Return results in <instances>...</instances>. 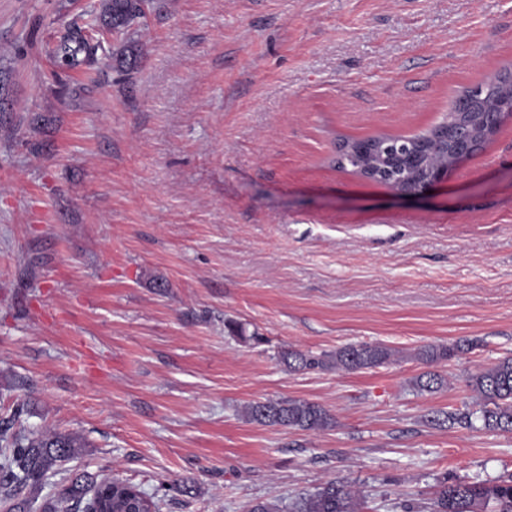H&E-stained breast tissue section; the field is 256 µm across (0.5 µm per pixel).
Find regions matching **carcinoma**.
Masks as SVG:
<instances>
[{"mask_svg": "<svg viewBox=\"0 0 512 512\" xmlns=\"http://www.w3.org/2000/svg\"><path fill=\"white\" fill-rule=\"evenodd\" d=\"M144 16V0H106L102 20L114 32H121ZM101 43L87 41L82 34H72L55 54V64L71 69L79 65V56L95 63ZM489 94L473 98L466 90L458 98L448 115L412 136L376 135L351 139L341 145L332 160L333 165L351 168L359 173L378 154L385 167L386 185L396 190L410 183L417 184L439 165L451 163L448 150L434 138L435 131L444 125L453 126L458 114L474 115L476 138L485 140L484 113L498 110L504 100L512 99V71L497 75L485 83ZM473 348L469 341L427 344L421 346L414 358L433 365L447 361ZM394 353L380 343H361L342 346L318 356L301 351H288L284 359L288 369L336 368L357 372L391 362ZM419 392H437L445 386V379L435 372H424L411 381ZM466 387L475 393L474 407L437 410L425 419L432 426L461 427L486 432H512V356H504L496 363L469 376ZM244 417L253 423L280 426L303 431H320L332 425L329 412L315 402L295 399L256 401L244 408ZM84 447L82 438L75 434L18 432L8 433L0 428V503L7 512H29L30 504L42 492L46 479L58 472L59 463L78 454ZM112 489V512H127L128 504L142 498L158 505L154 497L135 488L137 498L125 496L126 485L111 484L101 476H83L72 479L56 495L46 496L40 512H99L103 492ZM363 500L359 494L340 481L327 482L314 492L299 496L287 503L259 500L251 512H361ZM430 512H512V474L498 480L454 481L443 479L430 507Z\"/></svg>", "mask_w": 512, "mask_h": 512, "instance_id": "1", "label": "carcinoma"}]
</instances>
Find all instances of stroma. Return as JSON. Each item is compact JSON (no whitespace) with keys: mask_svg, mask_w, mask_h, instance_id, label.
<instances>
[{"mask_svg":"<svg viewBox=\"0 0 512 512\" xmlns=\"http://www.w3.org/2000/svg\"><path fill=\"white\" fill-rule=\"evenodd\" d=\"M104 3L0 0V422L81 436L61 477L178 482L159 512H248L333 479L363 512H402L440 479L512 474V433L425 422L512 355V123L422 201L331 163L512 70V0H154L126 33ZM75 28L138 66L56 69ZM461 339L447 387L415 391L414 351ZM361 342L399 356L279 358ZM280 398L333 426L245 419ZM394 353L380 343L350 344L318 356L289 350L284 354L290 371L331 369L357 372L391 362Z\"/></svg>","mask_w":512,"mask_h":512,"instance_id":"obj_1","label":"stroma"}]
</instances>
